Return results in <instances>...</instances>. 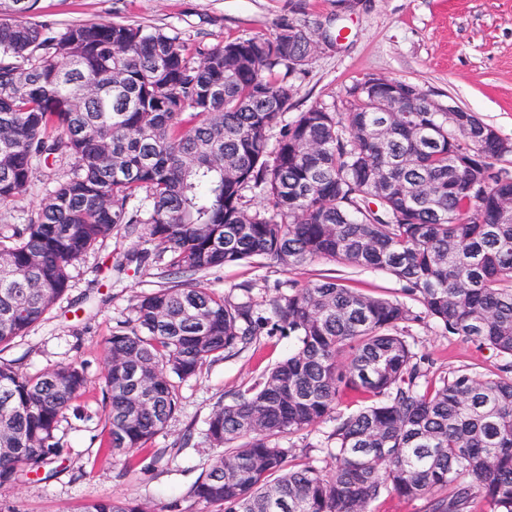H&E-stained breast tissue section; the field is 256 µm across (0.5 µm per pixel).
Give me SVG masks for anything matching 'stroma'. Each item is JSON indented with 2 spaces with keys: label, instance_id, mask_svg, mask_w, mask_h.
<instances>
[{
  "label": "stroma",
  "instance_id": "obj_1",
  "mask_svg": "<svg viewBox=\"0 0 512 512\" xmlns=\"http://www.w3.org/2000/svg\"><path fill=\"white\" fill-rule=\"evenodd\" d=\"M35 18L59 30L94 21L138 25L193 47L269 36L289 23L309 33L313 46L304 71L291 79L285 121L315 105L341 106L349 86L375 76L417 84L512 140V0H360L349 12L336 0H39ZM68 169L65 162L40 168L26 193L0 206V232L25 223ZM119 259L125 263L120 270ZM167 261L145 229L115 232L75 265L70 291L46 319L6 351L31 374L83 364L88 384L59 423L61 459L0 488V512H81L92 501L124 498L161 506L182 498L217 454L203 434L209 414L287 355L288 337L262 335L251 349L205 364L180 384L179 412L132 466L105 456L104 342L117 321L131 318L138 296L164 285ZM324 275L376 296L400 293L399 283L382 271L325 260L287 274L258 258L212 270L201 282L236 297L249 286L263 304L278 283L305 284ZM408 333L429 356L430 380L459 369L486 376L497 370L491 351L434 324H410Z\"/></svg>",
  "mask_w": 512,
  "mask_h": 512
}]
</instances>
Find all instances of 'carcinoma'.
<instances>
[{"mask_svg":"<svg viewBox=\"0 0 512 512\" xmlns=\"http://www.w3.org/2000/svg\"><path fill=\"white\" fill-rule=\"evenodd\" d=\"M37 0H0V204L36 171L71 159L25 224L0 235V487L38 475L87 384L82 365L25 373L1 357L70 288L71 271L121 227L168 245L172 285L141 296L106 338L109 455L132 464L179 407L176 382L287 336L288 355L206 421L224 449L184 500L83 512H374L386 494L421 512H512V141L473 112H429L420 87L369 77L345 111L288 124L306 32L190 48L117 22L64 31L30 20ZM403 112H390L394 96ZM197 121L190 127L182 116ZM279 129L275 146L270 132ZM258 199L247 207L246 194ZM265 258L285 273L316 260L377 268L402 298L334 277L277 285L261 305L201 285L215 268ZM433 322L502 360L428 382L429 356L402 334ZM350 391L368 400L343 410ZM329 421L331 472L293 462L291 437Z\"/></svg>","mask_w":512,"mask_h":512,"instance_id":"cac0c4a2","label":"carcinoma"}]
</instances>
